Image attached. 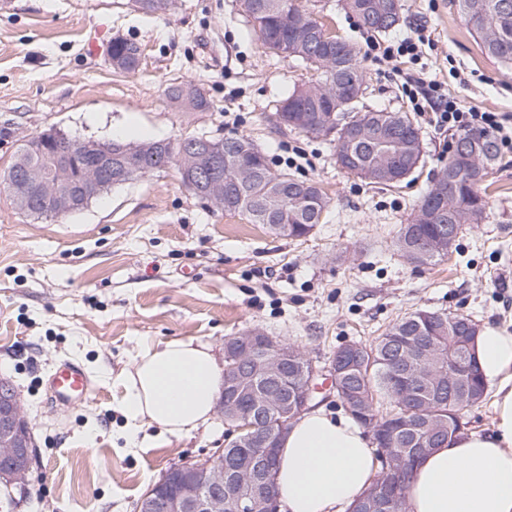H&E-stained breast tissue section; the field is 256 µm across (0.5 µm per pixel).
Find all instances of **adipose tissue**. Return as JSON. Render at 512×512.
Masks as SVG:
<instances>
[{"instance_id": "ef3b65f1", "label": "adipose tissue", "mask_w": 512, "mask_h": 512, "mask_svg": "<svg viewBox=\"0 0 512 512\" xmlns=\"http://www.w3.org/2000/svg\"><path fill=\"white\" fill-rule=\"evenodd\" d=\"M476 358L493 388L491 433H459L414 464L407 512H512V332L479 333ZM222 369L210 349L175 339L145 350L126 378L120 408L129 447L150 445L144 427L181 436L206 423ZM377 475L362 430L324 410L302 415L283 439L274 481L286 512H342Z\"/></svg>"}]
</instances>
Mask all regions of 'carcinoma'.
<instances>
[{"label": "carcinoma", "mask_w": 512, "mask_h": 512, "mask_svg": "<svg viewBox=\"0 0 512 512\" xmlns=\"http://www.w3.org/2000/svg\"><path fill=\"white\" fill-rule=\"evenodd\" d=\"M174 0H135L145 14L164 12ZM385 0H343V9L353 15L368 31L386 34L400 25L401 18L384 24L377 11ZM501 0H457L458 11L490 57L503 64H512V12L498 11ZM240 11L253 28L261 45L276 55H283L314 70V81L295 88L286 98L288 108L309 116L302 131L320 135V127L329 122L336 111V83L345 88L339 113L343 123L333 138L336 164L369 184L390 186L404 180L405 173L377 174L381 167L378 152L393 151L409 160L422 154L420 134L409 133L413 122L404 112L373 109L365 105L367 86L358 61L357 46L330 35L324 25L300 7L297 0H239ZM133 41L122 37L112 40V68L131 71L140 64L129 51ZM170 102L192 112H207L211 102L204 91L191 82H176L169 86ZM364 127L368 137L341 143L346 127ZM458 141L487 144L492 148L489 166L499 159L495 138L483 132H464ZM139 150V164L152 172L167 163H177L176 157H162L152 151L151 143L134 144ZM244 161L259 172L257 179L244 191L234 180L224 175L223 200L216 209L237 214L251 224H261L272 234L288 239L309 236L322 223L329 206L323 191L302 195L309 185L305 180L276 172L269 167L265 155L257 150L244 155ZM458 157H448V169L455 179L448 182L449 209L456 215V232L464 224H480L487 216L488 200L482 191V179L473 180L457 170ZM408 227L432 242L444 233L441 224L422 222L420 209H415ZM471 319L445 312L417 310L393 322L370 344H360L362 360L355 366L337 369L334 388L352 418L369 429L371 438L383 456V449L396 448L406 456L414 448V439L432 424L448 427V438L460 432L461 411L481 403L486 396V384L480 373L473 374L453 395H448V381L435 372L436 365L450 358H474V336L463 338ZM231 338L224 339V373L230 375L244 365L229 347Z\"/></svg>", "instance_id": "cac0c4a2"}]
</instances>
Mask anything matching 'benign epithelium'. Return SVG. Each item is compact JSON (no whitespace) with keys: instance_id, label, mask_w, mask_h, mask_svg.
Here are the masks:
<instances>
[{"instance_id":"1","label":"benign epithelium","mask_w":512,"mask_h":512,"mask_svg":"<svg viewBox=\"0 0 512 512\" xmlns=\"http://www.w3.org/2000/svg\"><path fill=\"white\" fill-rule=\"evenodd\" d=\"M84 156V173L78 179L61 177L70 168L71 157ZM181 156L190 158L183 168L187 176L184 186L204 203L211 205L224 184V167L236 170L238 178H250L252 168L239 155L224 156L223 142L199 137ZM119 178L142 173L137 157L124 146L99 150L92 140L74 141L68 136L57 139L48 132H39L24 140V152L16 163L0 177V187L13 191L17 182L34 184L42 206L37 207L27 195H14L15 203L24 210L57 216L83 209L102 189L112 184V168ZM447 195L435 194L425 206L424 217L431 221L444 218ZM233 347L248 362V371L236 374L234 381L223 385L218 412L224 406L238 407L237 384L257 372L277 373L288 367V348L251 329L235 336ZM266 404L255 400L249 412L241 415L242 424L234 427L225 439V447L247 444V457L240 463L200 468L179 465L167 470L140 500L139 512H280L274 487V470L280 442L288 431L287 423L277 431L262 424ZM37 447L32 428L24 411L23 399L7 379H0V478L19 487L30 481L33 448ZM389 480L379 483L361 502L362 512H386L394 507L405 512L400 504L403 470L392 456H384Z\"/></svg>"}]
</instances>
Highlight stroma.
Here are the masks:
<instances>
[{
	"label": "stroma",
	"mask_w": 512,
	"mask_h": 512,
	"mask_svg": "<svg viewBox=\"0 0 512 512\" xmlns=\"http://www.w3.org/2000/svg\"><path fill=\"white\" fill-rule=\"evenodd\" d=\"M299 3L364 46L367 30L340 0ZM401 4L395 37L426 25L433 44L420 63L460 106L512 115V66L485 55L454 0ZM117 36L139 44L135 71L86 54L90 39ZM361 67L368 106L411 112L398 82ZM313 77L262 47L237 0H178L166 15L132 0L0 5V173L27 136L52 126L76 140L245 135L272 170L316 182L330 199L322 224L291 240L205 205L173 165L54 218L21 213L0 189V376L20 389L38 441L27 496L0 483V512H137L168 468L223 447L229 427L215 416L184 437L147 428L151 447L128 448L123 379L146 347L191 338L220 358L225 337L262 329L323 370L315 401L342 416L326 371L344 344L372 342L418 309L512 331V154L487 179L485 221L464 225L444 260L410 263L396 238L456 133L422 124L418 169L395 188L367 184L338 168L328 138L277 128L278 105ZM177 81L199 84L210 111L171 103L165 90ZM64 359L82 362L94 384L88 402L68 409L42 383Z\"/></svg>",
	"instance_id": "1"
}]
</instances>
